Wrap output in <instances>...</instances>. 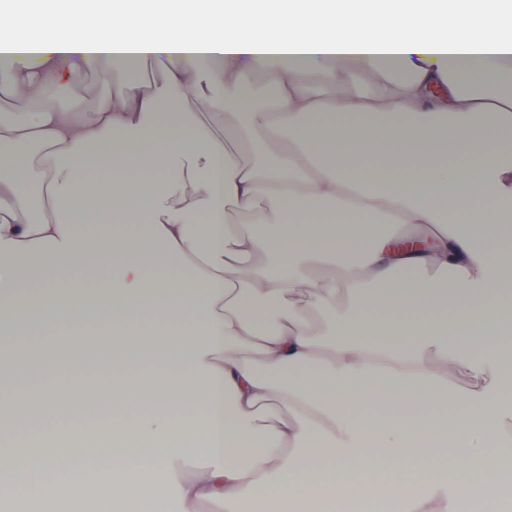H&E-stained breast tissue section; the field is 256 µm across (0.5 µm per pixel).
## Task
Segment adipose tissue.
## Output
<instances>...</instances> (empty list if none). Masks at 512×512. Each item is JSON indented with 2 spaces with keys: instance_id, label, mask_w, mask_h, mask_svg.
I'll use <instances>...</instances> for the list:
<instances>
[{
  "instance_id": "adipose-tissue-1",
  "label": "adipose tissue",
  "mask_w": 512,
  "mask_h": 512,
  "mask_svg": "<svg viewBox=\"0 0 512 512\" xmlns=\"http://www.w3.org/2000/svg\"><path fill=\"white\" fill-rule=\"evenodd\" d=\"M0 56V88L34 104L0 113V322L70 348L165 322L106 380L133 422L80 435L96 512L173 494L180 512L375 494L457 512L449 486L497 490L502 460L470 438L512 434V0H24L0 7ZM78 68L112 88L90 112L55 93L80 95ZM41 376L0 366V432L48 428ZM61 463L1 447L0 490L81 497Z\"/></svg>"
}]
</instances>
